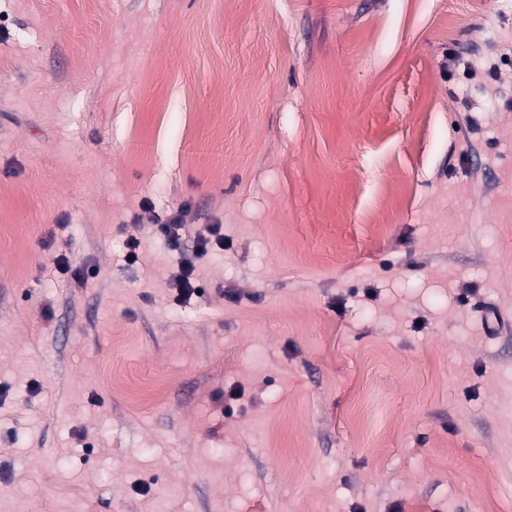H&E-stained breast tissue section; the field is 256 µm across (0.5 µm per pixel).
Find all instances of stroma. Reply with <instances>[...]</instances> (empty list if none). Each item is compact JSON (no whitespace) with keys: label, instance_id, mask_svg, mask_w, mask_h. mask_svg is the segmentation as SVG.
Instances as JSON below:
<instances>
[{"label":"stroma","instance_id":"stroma-1","mask_svg":"<svg viewBox=\"0 0 512 512\" xmlns=\"http://www.w3.org/2000/svg\"><path fill=\"white\" fill-rule=\"evenodd\" d=\"M0 512H512V0H0ZM209 232L208 236L200 235L197 238L192 257H184L179 263V273L173 278L178 291L177 300L188 295L202 293L203 288L200 286L196 260L206 255L214 246L218 249L224 247V234L220 233V225H213Z\"/></svg>","mask_w":512,"mask_h":512}]
</instances>
